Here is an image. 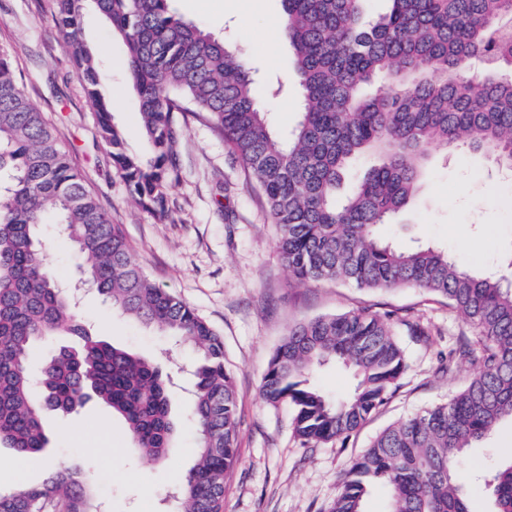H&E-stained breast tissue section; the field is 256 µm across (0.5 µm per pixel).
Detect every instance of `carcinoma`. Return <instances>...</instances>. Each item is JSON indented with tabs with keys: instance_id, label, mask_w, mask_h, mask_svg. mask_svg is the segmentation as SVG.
<instances>
[{
	"instance_id": "cac0c4a2",
	"label": "carcinoma",
	"mask_w": 512,
	"mask_h": 512,
	"mask_svg": "<svg viewBox=\"0 0 512 512\" xmlns=\"http://www.w3.org/2000/svg\"><path fill=\"white\" fill-rule=\"evenodd\" d=\"M367 0H282L281 35L295 50L302 112L276 135L249 70L231 47L170 9V0H55L54 19L99 134L132 200L159 219L179 179L174 113L193 108L224 135L256 177L277 248L299 281L336 280L371 291L425 288L446 298L476 332L456 359L473 374L451 400L379 433L344 475L328 512H363L378 485L388 512H472L457 481L465 449L512 417V282L461 268L448 253L400 250L381 226L394 223L421 189L425 147L465 146L512 171V0H387L371 18ZM92 8L127 49V75L139 98L153 156L125 153L112 123L107 81L82 33ZM480 61L481 75L457 72ZM372 165L339 200L351 163ZM0 446L38 458L48 444L45 403L71 413L94 398L119 415L138 452L166 459L175 431L166 376L154 362L91 335L74 292L57 284L38 234L47 216L75 247L83 279L112 309L183 338L198 353L190 419L196 463L174 490L169 512H224L226 479L238 463L237 399L224 343L190 305L157 287L132 260L83 176L71 165L42 112L0 57ZM78 338L41 370L34 387V341ZM334 364L356 381L333 400L314 383ZM407 369L392 318L367 310L323 315L288 329L272 353L261 395L293 410L307 447L347 438L388 401ZM494 512H512V461L487 482ZM99 512L96 487L79 470L58 467L37 486L0 492V512Z\"/></svg>"
}]
</instances>
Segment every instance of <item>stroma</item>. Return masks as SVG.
Masks as SVG:
<instances>
[{"mask_svg": "<svg viewBox=\"0 0 512 512\" xmlns=\"http://www.w3.org/2000/svg\"><path fill=\"white\" fill-rule=\"evenodd\" d=\"M173 11L215 37H228L256 86L277 132L293 127L300 111L294 52L280 34L281 0H173ZM83 34L109 74L114 123L129 152L149 156L137 95L126 74L123 41L94 10ZM43 113L60 146L81 172L112 223L120 225L131 256L158 287L189 303L224 341L225 363L238 392L239 461L226 482L224 512H327L345 472L387 426L448 401L468 383L467 364L442 362L462 340H473L466 319L447 301L420 288L369 291L338 282L293 279L276 249V231L254 176L233 156L224 137L202 116L178 112L175 146L179 179L168 190L170 215L159 220L131 199L102 143L96 110L57 34L52 0H0V54ZM432 169L399 223L382 236L399 248L431 245L464 268L512 278V177L499 176L490 157L465 148L429 145ZM41 234L48 260L65 284L81 271L71 241L54 219ZM366 308L402 319L397 338L409 367L389 401L354 434L303 446L288 406L267 405L260 394L273 351L289 327L320 315ZM82 322L93 333L158 363L170 373L171 411L177 432L166 461L142 458L124 421L88 401L76 412L49 418L45 464L14 477L16 455L0 447V491L39 485L52 467L81 464L100 493L105 512H164L166 498L195 463L197 434L189 417L195 363L192 349L156 328L130 320L83 292ZM428 331L410 335L407 323ZM512 459V418H502L465 451L461 480L473 512H491L479 474Z\"/></svg>", "mask_w": 512, "mask_h": 512, "instance_id": "1", "label": "stroma"}]
</instances>
